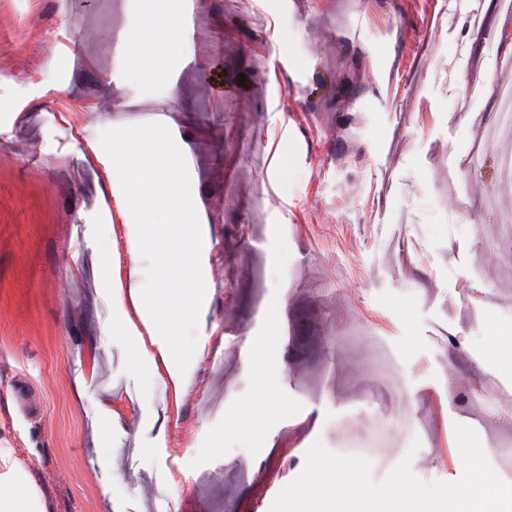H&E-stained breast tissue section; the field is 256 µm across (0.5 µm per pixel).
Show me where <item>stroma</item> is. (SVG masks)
Returning a JSON list of instances; mask_svg holds the SVG:
<instances>
[{
  "instance_id": "35a3bbf8",
  "label": "stroma",
  "mask_w": 512,
  "mask_h": 512,
  "mask_svg": "<svg viewBox=\"0 0 512 512\" xmlns=\"http://www.w3.org/2000/svg\"><path fill=\"white\" fill-rule=\"evenodd\" d=\"M151 6L0 0V502L10 459L31 512H270L318 440L363 450L377 481L419 442L427 483L461 477V420L487 456L512 447V241L482 243L512 175L479 150L512 81V11L482 0L475 27L453 0H192L167 85L119 51ZM132 102L178 104L169 144L212 233L209 310L184 330L205 349L179 399L123 364L114 290L83 273L106 244L114 278L156 285L151 246L131 263L126 236L146 213L95 192ZM254 344L286 406L259 435L225 424L255 398ZM488 373L499 392H478Z\"/></svg>"
}]
</instances>
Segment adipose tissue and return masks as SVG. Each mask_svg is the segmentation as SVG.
Instances as JSON below:
<instances>
[{"instance_id": "adipose-tissue-1", "label": "adipose tissue", "mask_w": 512, "mask_h": 512, "mask_svg": "<svg viewBox=\"0 0 512 512\" xmlns=\"http://www.w3.org/2000/svg\"><path fill=\"white\" fill-rule=\"evenodd\" d=\"M158 8L144 21L148 45L125 47L130 70L162 83H174L168 50L181 44L188 34L185 0H159ZM112 177L120 191L115 196L121 215L137 210L159 211L164 223L144 222L135 227L136 244L153 247L157 286L142 288L137 277H130L129 298L149 331L148 337H130L133 323L121 316L112 323V334L128 339L131 364L149 359L150 347H157L159 362L171 378H178L181 366L199 360L201 345H186L182 327L205 316L209 299L206 281L198 270L199 259L210 248V227L197 223L195 197L185 178V164L172 153L160 128L145 126L133 134L118 133L111 158ZM253 373L257 383L251 406L231 417L227 425L261 432L265 418L277 412L276 373L267 366L262 354H255Z\"/></svg>"}]
</instances>
